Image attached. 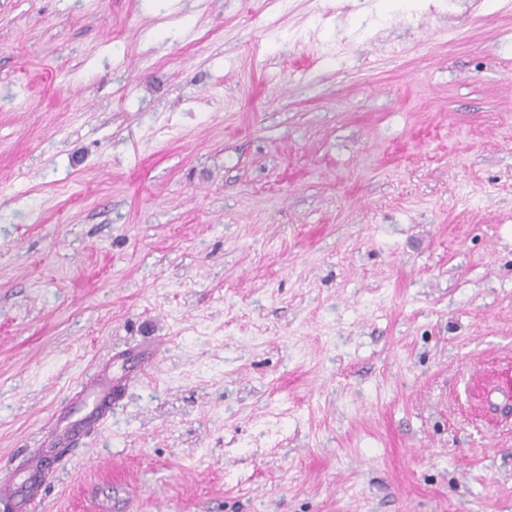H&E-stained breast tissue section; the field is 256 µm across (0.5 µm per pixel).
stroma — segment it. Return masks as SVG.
Wrapping results in <instances>:
<instances>
[{
    "label": "stroma",
    "instance_id": "35a3bbf8",
    "mask_svg": "<svg viewBox=\"0 0 512 512\" xmlns=\"http://www.w3.org/2000/svg\"><path fill=\"white\" fill-rule=\"evenodd\" d=\"M145 352L35 512H512V0H0V467Z\"/></svg>",
    "mask_w": 512,
    "mask_h": 512
}]
</instances>
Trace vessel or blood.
Wrapping results in <instances>:
<instances>
[{
    "label": "vessel or blood",
    "mask_w": 512,
    "mask_h": 512,
    "mask_svg": "<svg viewBox=\"0 0 512 512\" xmlns=\"http://www.w3.org/2000/svg\"><path fill=\"white\" fill-rule=\"evenodd\" d=\"M130 380L127 374L115 379L100 372L81 384L68 409L49 426L40 448L26 458L24 465L0 471V512H32L47 495V475L58 468L61 449L97 431L112 414L115 383Z\"/></svg>",
    "instance_id": "b4317fda"
}]
</instances>
